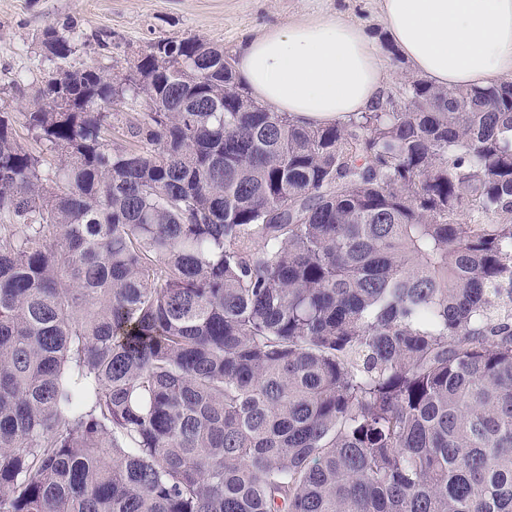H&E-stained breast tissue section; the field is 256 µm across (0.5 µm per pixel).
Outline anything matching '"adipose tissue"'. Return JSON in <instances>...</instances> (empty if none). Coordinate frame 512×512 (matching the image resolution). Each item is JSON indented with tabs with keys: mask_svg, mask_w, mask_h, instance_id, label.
I'll return each instance as SVG.
<instances>
[{
	"mask_svg": "<svg viewBox=\"0 0 512 512\" xmlns=\"http://www.w3.org/2000/svg\"><path fill=\"white\" fill-rule=\"evenodd\" d=\"M387 38L437 86L490 88L512 79V0H380ZM239 82L294 119L332 125L382 98L385 72L363 29L309 17L249 38Z\"/></svg>",
	"mask_w": 512,
	"mask_h": 512,
	"instance_id": "obj_1",
	"label": "adipose tissue"
}]
</instances>
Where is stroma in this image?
<instances>
[{"mask_svg":"<svg viewBox=\"0 0 512 512\" xmlns=\"http://www.w3.org/2000/svg\"><path fill=\"white\" fill-rule=\"evenodd\" d=\"M313 15L340 17L372 36L382 30L379 0H0V111H27L64 70L124 75L161 39L195 36L234 57L258 32ZM49 26L75 35L68 59L43 51Z\"/></svg>","mask_w":512,"mask_h":512,"instance_id":"35a3bbf8","label":"stroma"}]
</instances>
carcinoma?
<instances>
[{
    "label": "carcinoma",
    "mask_w": 512,
    "mask_h": 512,
    "mask_svg": "<svg viewBox=\"0 0 512 512\" xmlns=\"http://www.w3.org/2000/svg\"><path fill=\"white\" fill-rule=\"evenodd\" d=\"M225 58L0 112V512H512V80L300 125ZM133 107L134 110H129ZM113 116H112V145L113 147H131L134 143L126 133L125 123L127 120H133L135 117L143 115V112H147L145 103L143 101L137 104L131 105V103L114 105ZM139 113V114H138Z\"/></svg>",
    "instance_id": "obj_1"
}]
</instances>
